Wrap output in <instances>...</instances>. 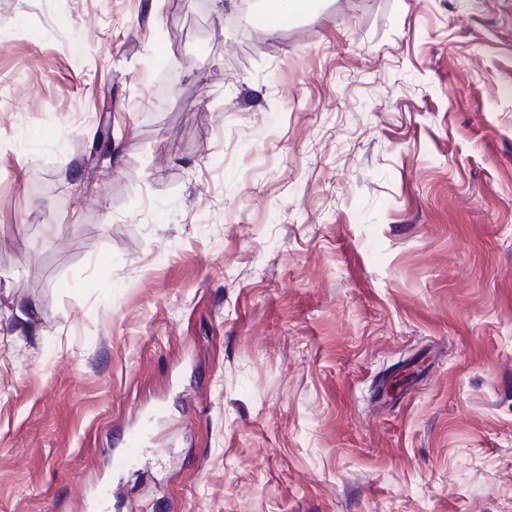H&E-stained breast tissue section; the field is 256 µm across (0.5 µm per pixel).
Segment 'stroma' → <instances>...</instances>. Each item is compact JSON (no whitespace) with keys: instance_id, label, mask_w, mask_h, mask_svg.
Segmentation results:
<instances>
[{"instance_id":"obj_1","label":"stroma","mask_w":512,"mask_h":512,"mask_svg":"<svg viewBox=\"0 0 512 512\" xmlns=\"http://www.w3.org/2000/svg\"><path fill=\"white\" fill-rule=\"evenodd\" d=\"M103 493L512 512V0H0V512Z\"/></svg>"}]
</instances>
